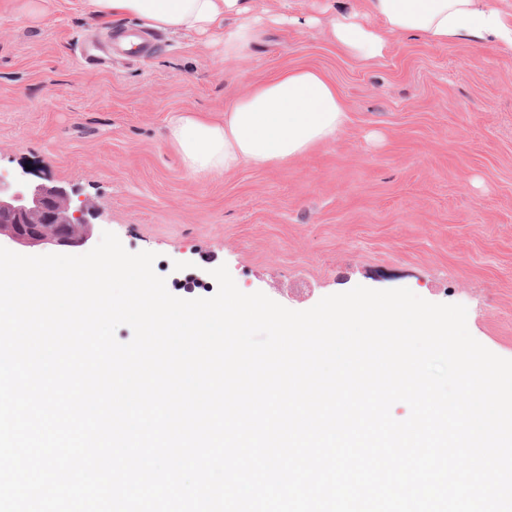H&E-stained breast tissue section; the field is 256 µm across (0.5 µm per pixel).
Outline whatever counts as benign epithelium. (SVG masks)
Masks as SVG:
<instances>
[{
	"label": "benign epithelium",
	"mask_w": 512,
	"mask_h": 512,
	"mask_svg": "<svg viewBox=\"0 0 512 512\" xmlns=\"http://www.w3.org/2000/svg\"><path fill=\"white\" fill-rule=\"evenodd\" d=\"M95 217L90 200L75 199L62 186L33 185L0 172V236L19 246H81Z\"/></svg>",
	"instance_id": "obj_1"
}]
</instances>
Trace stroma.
Masks as SVG:
<instances>
[{
    "label": "stroma",
    "instance_id": "stroma-1",
    "mask_svg": "<svg viewBox=\"0 0 512 512\" xmlns=\"http://www.w3.org/2000/svg\"><path fill=\"white\" fill-rule=\"evenodd\" d=\"M0 0V171L63 186L115 233L156 253L168 291L227 265L239 289L303 311L362 285L406 287L467 309L471 335L512 359V55L397 34L362 64L331 39L355 0H252L261 37L227 59L202 38L158 33L144 60L87 56L114 25L85 0ZM311 67L348 121L288 162L198 178L169 117L214 118L280 69Z\"/></svg>",
    "mask_w": 512,
    "mask_h": 512
}]
</instances>
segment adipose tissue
Segmentation results:
<instances>
[{"label":"adipose tissue","mask_w":512,"mask_h":512,"mask_svg":"<svg viewBox=\"0 0 512 512\" xmlns=\"http://www.w3.org/2000/svg\"><path fill=\"white\" fill-rule=\"evenodd\" d=\"M87 8L98 19L203 37L228 59L260 37L261 20L247 0H87ZM329 23L337 47L364 64L383 57L395 33L433 46L485 40L512 54V22L485 0H362L361 10L335 13ZM346 121L335 86L316 69L296 68L255 84L225 107L222 119L174 116L168 138L186 170L205 177L296 158L334 141Z\"/></svg>","instance_id":"ef3b65f1"}]
</instances>
